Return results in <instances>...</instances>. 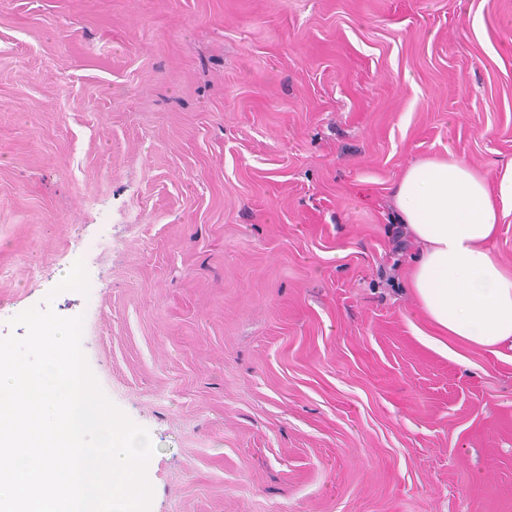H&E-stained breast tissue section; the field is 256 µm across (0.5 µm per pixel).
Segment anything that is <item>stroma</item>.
<instances>
[{"mask_svg":"<svg viewBox=\"0 0 512 512\" xmlns=\"http://www.w3.org/2000/svg\"><path fill=\"white\" fill-rule=\"evenodd\" d=\"M447 155L512 161V0H0V337L84 314L149 512H512V362L407 286Z\"/></svg>","mask_w":512,"mask_h":512,"instance_id":"obj_1","label":"stroma"}]
</instances>
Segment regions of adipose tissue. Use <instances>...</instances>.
I'll use <instances>...</instances> for the list:
<instances>
[{"mask_svg":"<svg viewBox=\"0 0 512 512\" xmlns=\"http://www.w3.org/2000/svg\"><path fill=\"white\" fill-rule=\"evenodd\" d=\"M393 202L414 248L408 287L437 334L512 351V272L493 249L512 215V164L491 182L455 157L423 158L396 182Z\"/></svg>","mask_w":512,"mask_h":512,"instance_id":"1","label":"adipose tissue"}]
</instances>
